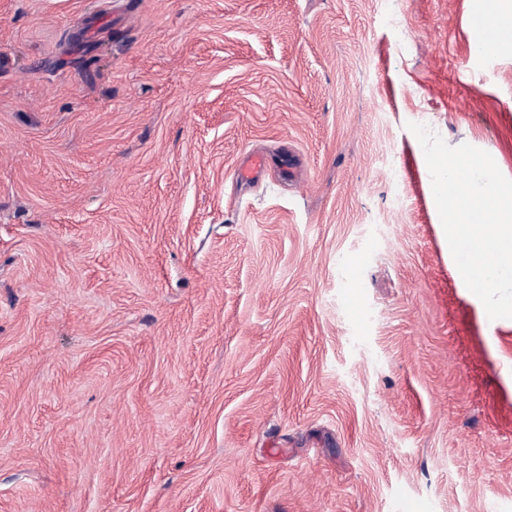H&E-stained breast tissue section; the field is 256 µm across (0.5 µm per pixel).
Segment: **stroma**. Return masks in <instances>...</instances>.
<instances>
[{
    "label": "stroma",
    "instance_id": "35a3bbf8",
    "mask_svg": "<svg viewBox=\"0 0 512 512\" xmlns=\"http://www.w3.org/2000/svg\"><path fill=\"white\" fill-rule=\"evenodd\" d=\"M473 2L0 0V512H512L407 128L512 178Z\"/></svg>",
    "mask_w": 512,
    "mask_h": 512
}]
</instances>
